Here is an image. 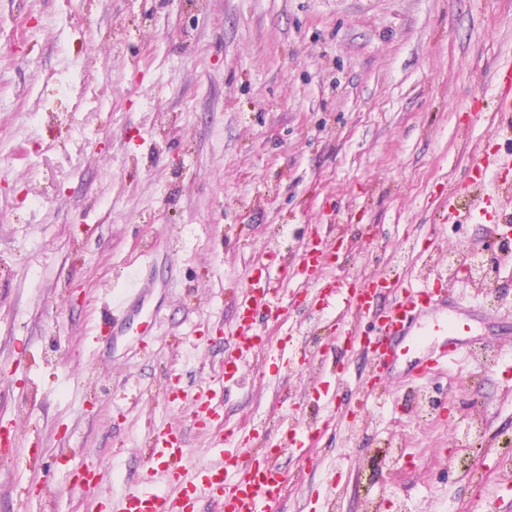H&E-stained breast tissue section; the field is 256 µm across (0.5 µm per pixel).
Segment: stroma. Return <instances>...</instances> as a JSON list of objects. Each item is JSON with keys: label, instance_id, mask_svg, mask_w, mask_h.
Returning <instances> with one entry per match:
<instances>
[{"label": "stroma", "instance_id": "stroma-1", "mask_svg": "<svg viewBox=\"0 0 512 512\" xmlns=\"http://www.w3.org/2000/svg\"><path fill=\"white\" fill-rule=\"evenodd\" d=\"M511 56L512 0H0V421L43 450L38 466L0 465V512H106L144 468L154 424H181L194 461L209 460L169 377L212 382L235 342L233 292L315 224L342 231L346 282L482 250L495 227L443 222L441 192L495 138L489 88ZM155 239L158 263L178 264L150 292L164 316L103 356L91 327L104 297ZM290 320L345 381L311 461L281 456L279 512H481L503 470L483 445L512 435V333L495 337L493 367L424 381L446 417L415 423L395 380L362 430L366 354L320 312ZM316 382L268 365L230 389L224 420L266 423L275 444L309 419ZM471 419L484 442L466 447L450 424ZM392 442L400 463L370 467ZM95 464L104 484L72 485Z\"/></svg>", "mask_w": 512, "mask_h": 512}]
</instances>
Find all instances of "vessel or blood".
<instances>
[{
    "label": "vessel or blood",
    "instance_id": "b4317fda",
    "mask_svg": "<svg viewBox=\"0 0 512 512\" xmlns=\"http://www.w3.org/2000/svg\"><path fill=\"white\" fill-rule=\"evenodd\" d=\"M493 108L490 119L500 138L512 137V58L499 61L492 74ZM512 166L511 149L481 145L465 182L473 197L472 221H490L498 232L497 246L512 235V213L494 207L497 192L512 189V182L496 179L498 169ZM336 239L325 235L305 243L295 258L277 265H260L235 295V346L225 351L221 376L225 386L241 384L243 370L257 362L277 358L283 368L296 366L305 350L299 345H279L270 350L262 325L268 318L286 323L289 311L307 298L328 309V327L338 341L370 354L371 369L365 379L359 406L382 397L389 381L402 375L418 383L438 374L449 363L473 358L487 343L475 339L469 312L449 313L452 294L442 276H417L401 280L391 272L348 284L336 278L333 260ZM151 259H144L138 279L112 296L102 315L110 335L136 331L145 335L160 321L162 304L147 306ZM296 281L287 298H280L283 283ZM374 316V333L361 328L364 316ZM342 375H326L310 398L314 412L309 422L280 436L277 447L260 445L257 428L226 425L221 401L213 389L177 387L174 400L191 405L190 420L199 429L218 427L211 450L214 462L189 464L191 450L182 426L163 423L148 433L150 463L121 496L111 499L109 512H200L210 501L216 512H277L288 492L289 479L277 460L286 452L310 458L324 435L336 424V391Z\"/></svg>",
    "mask_w": 512,
    "mask_h": 512
}]
</instances>
